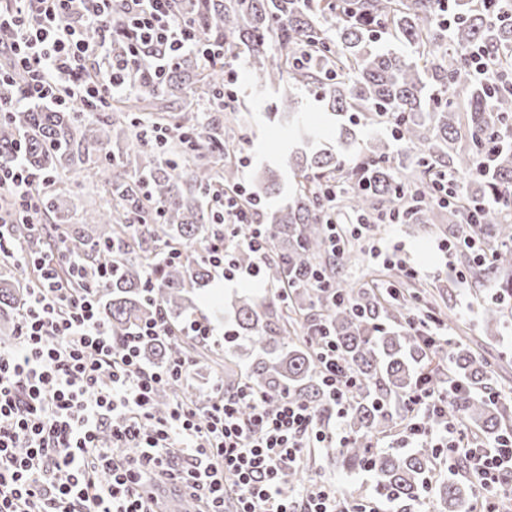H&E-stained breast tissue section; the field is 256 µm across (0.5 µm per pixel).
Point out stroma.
I'll list each match as a JSON object with an SVG mask.
<instances>
[{
	"mask_svg": "<svg viewBox=\"0 0 512 512\" xmlns=\"http://www.w3.org/2000/svg\"><path fill=\"white\" fill-rule=\"evenodd\" d=\"M232 62L239 72V82L233 103L237 121L229 136L250 160L249 166L241 170V180L253 184L257 171L267 167L278 169L281 175L280 194L265 200L264 211L269 214L285 203L292 190L288 154L295 141L287 125L273 116L280 89L255 84L244 54H237ZM376 239L410 265L419 267L416 281L435 297L434 312L446 324L450 343L463 345L484 359L493 373L494 388L512 394V324L494 339L483 332L482 308L500 291L495 276L475 280L471 273L473 263L467 253L443 250L447 234L438 225L419 235L404 224L391 228L383 225ZM265 290L262 284L211 280L198 291L194 314L208 317L217 329H224L229 322L228 297ZM308 463L314 477L329 482L344 499L376 501L382 512H399L388 502L378 501L369 474L346 472L336 456L318 453Z\"/></svg>",
	"mask_w": 512,
	"mask_h": 512,
	"instance_id": "obj_1",
	"label": "stroma"
}]
</instances>
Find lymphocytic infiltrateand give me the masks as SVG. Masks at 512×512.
<instances>
[{"instance_id": "lymphocytic-infiltrate-1", "label": "lymphocytic infiltrate", "mask_w": 512, "mask_h": 512, "mask_svg": "<svg viewBox=\"0 0 512 512\" xmlns=\"http://www.w3.org/2000/svg\"><path fill=\"white\" fill-rule=\"evenodd\" d=\"M172 0H0V33L11 32L14 67L27 75L16 99L0 98V113L16 104L49 103L99 111L114 91L127 88L141 66L163 76L193 49L187 20ZM100 30L85 39L87 25ZM131 33L127 51L111 56L115 27ZM107 62L93 70L97 59ZM36 176L21 158H0V190L13 194L24 223L40 214ZM327 246L338 254L347 237L360 234L358 220L336 211V183L317 192ZM213 233L204 254L225 281L260 280L268 261L262 201L243 185L209 193ZM0 214V260L31 265L36 272L27 308L13 327L14 341L0 346V512H165L157 483L175 484L202 512H377L370 503H347L331 485L316 480L290 489L288 474L318 448L343 443L341 427L353 378L336 358V341L319 326L317 351L331 393L333 421L288 395L277 400L251 386L232 394L216 388L198 408L177 399L156 415L154 395L187 382L193 364L176 355L155 367L140 357L144 342L171 336L164 312L114 339L101 312L98 290L105 271L89 269L66 245L36 254L10 235ZM248 225L243 244L255 255L241 267L229 245L234 229ZM408 440L464 456L473 479L486 491L512 480V432L483 446L466 441L464 425L443 418L445 399L419 378L410 397ZM442 420L429 429L425 414ZM136 448L122 459L114 448Z\"/></svg>"}]
</instances>
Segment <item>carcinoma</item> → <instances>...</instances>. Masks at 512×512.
<instances>
[{"label":"carcinoma","instance_id":"cac0c4a2","mask_svg":"<svg viewBox=\"0 0 512 512\" xmlns=\"http://www.w3.org/2000/svg\"><path fill=\"white\" fill-rule=\"evenodd\" d=\"M172 9L190 20L201 48L222 44L224 56H182L160 79L152 69H140L130 93L107 103L102 118L36 106L0 116V158L17 154L35 172L67 173L79 191L86 164L100 162L99 183L112 201L83 210L81 223L74 224L63 200L44 192L42 213L52 222L38 236L27 224L13 225L11 233L33 251L49 250L63 237L87 265L112 269L99 301L113 336L152 318L158 306L180 324L211 277L203 259L213 216L206 193L238 181L224 128L203 106L220 107L227 56L244 49L255 81L282 88L275 116L304 140L309 133L295 93L299 88L321 97L341 121L347 142L356 139L358 125L395 127L391 140L369 138L350 166L343 152L330 149L304 148L289 159L294 196L266 226L273 257L263 275L271 288L232 302L233 329L224 340V358L217 357L219 348L194 336L148 342L142 354L157 363L175 353L191 354L194 365L224 378L226 392L247 384L273 399L288 394L325 417L330 398L315 334L326 324L356 384L343 421L348 440L325 452L350 472L371 471L377 494L408 512L420 500L440 449L395 453L378 447L377 440L408 417L407 399L418 373L427 371L439 391L454 383L465 386L448 393V419L476 426L489 439L512 430L509 407L489 398L494 389L485 360L460 346L430 347L421 331L407 327L410 299L354 288L339 277V268L358 263L359 256L353 249L334 260L326 256L314 193L335 176L346 182L364 178L365 189H345L337 204L369 215L401 191L428 192L437 172L469 176L463 193L468 200L512 188V146L491 143L492 132L512 125V87L483 85L471 73L479 50L493 58L512 54V0H453L448 8L442 0H174ZM383 34L410 52L377 49ZM10 76L0 86L2 98L16 97L25 84L19 71ZM172 101L180 103L175 115L168 111ZM148 124L166 126V141L151 143ZM483 155L490 157L486 175L478 170ZM277 187L274 171L256 174L262 197ZM463 217L456 205L445 215L427 200L405 223L423 231L446 220V230L458 237L465 231ZM479 220L474 231L504 243L491 268L503 292H512V249L505 246L512 240V224L503 222L498 207L482 212ZM173 249L184 254L183 261L166 260ZM316 269L328 273L336 297L311 286ZM287 279L288 289L283 287ZM32 283L28 266L0 263L1 320L15 317L26 302L24 288ZM506 319L503 310L488 307L484 334L498 335ZM181 394L185 391L178 387L160 391L155 414H166ZM472 498V488L454 475L440 487L442 512H470Z\"/></svg>","mask_w":512,"mask_h":512}]
</instances>
